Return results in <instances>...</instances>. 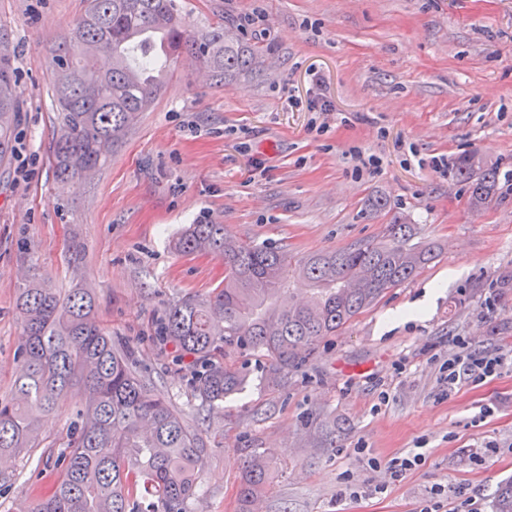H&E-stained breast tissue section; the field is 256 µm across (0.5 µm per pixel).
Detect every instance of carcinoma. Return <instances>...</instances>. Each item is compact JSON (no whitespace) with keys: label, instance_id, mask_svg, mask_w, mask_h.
I'll list each match as a JSON object with an SVG mask.
<instances>
[{"label":"carcinoma","instance_id":"carcinoma-1","mask_svg":"<svg viewBox=\"0 0 512 512\" xmlns=\"http://www.w3.org/2000/svg\"><path fill=\"white\" fill-rule=\"evenodd\" d=\"M86 2L69 43L53 56L59 124L53 158L63 182L92 177L160 93L166 70L151 35H161L167 60L190 56L221 80L250 73L257 58L226 27L187 37L175 0ZM101 56L112 60L110 68L98 67ZM16 103L13 62L0 50V160L12 152ZM452 171L467 187L471 207L492 201L496 167L469 154L456 158ZM412 232L397 217L383 242L295 260L283 247L233 239L222 224H192L174 240V249L223 256L224 286L205 299L188 297L170 307L159 338L199 363L196 393L209 404L224 401L244 383L239 368L223 363L226 348L260 351L271 374L285 377L322 339L435 258L433 248L410 243ZM296 279L308 283L309 295L291 307ZM94 307L86 288L62 299L36 280L18 297L24 333L14 399L0 403V456L32 447L37 414L51 410L74 384L83 393L77 424L58 456L55 485L19 512H189L207 449L182 415L136 374L132 351L112 342ZM139 485L154 498L149 510L129 495ZM268 487L269 462L253 454L243 465V505ZM492 507L512 512V480L495 490Z\"/></svg>","mask_w":512,"mask_h":512}]
</instances>
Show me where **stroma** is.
I'll list each match as a JSON object with an SVG mask.
<instances>
[{
    "mask_svg": "<svg viewBox=\"0 0 512 512\" xmlns=\"http://www.w3.org/2000/svg\"><path fill=\"white\" fill-rule=\"evenodd\" d=\"M189 34L232 27L258 50L253 73L197 81L177 63L153 107L90 179L55 176L53 48L85 0H0L21 91L14 150L0 163V401L10 400L26 278L91 289L98 322L135 352L154 392L208 448L191 512H242L246 458L270 460L261 512H418L431 488L492 512L512 477V373L449 392L456 341L512 350V187L471 209L440 161L476 154L512 170V0H176ZM374 156L355 171L351 150ZM388 210L371 212L374 196ZM436 258L388 290L286 378L260 352L227 349L242 390L209 405L195 366L156 340L166 310L224 283V260L181 255L188 225L301 258L382 240L395 214ZM494 298V310L485 301ZM426 303L423 315L405 310ZM392 313L400 319L385 326ZM80 392L39 414L38 445L0 467V512L42 495ZM422 447L399 479L388 462Z\"/></svg>",
    "mask_w": 512,
    "mask_h": 512,
    "instance_id": "35a3bbf8",
    "label": "stroma"
}]
</instances>
